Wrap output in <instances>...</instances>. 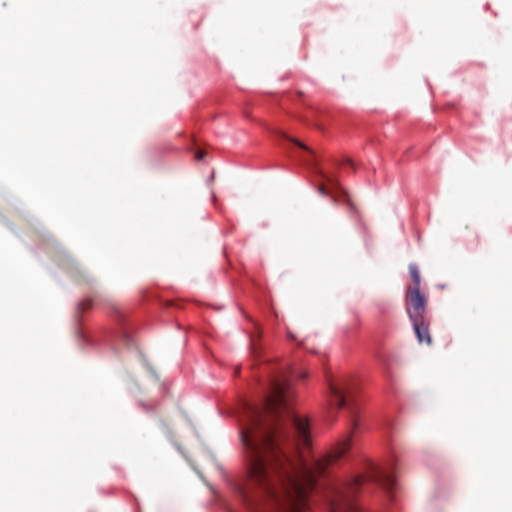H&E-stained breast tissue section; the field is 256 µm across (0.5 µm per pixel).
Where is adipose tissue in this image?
I'll list each match as a JSON object with an SVG mask.
<instances>
[{
  "label": "adipose tissue",
  "instance_id": "ef3b65f1",
  "mask_svg": "<svg viewBox=\"0 0 512 512\" xmlns=\"http://www.w3.org/2000/svg\"><path fill=\"white\" fill-rule=\"evenodd\" d=\"M305 0H242L220 32L226 50L255 64L285 53Z\"/></svg>",
  "mask_w": 512,
  "mask_h": 512
}]
</instances>
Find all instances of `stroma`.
Listing matches in <instances>:
<instances>
[{"label":"stroma","instance_id":"35a3bbf8","mask_svg":"<svg viewBox=\"0 0 512 512\" xmlns=\"http://www.w3.org/2000/svg\"><path fill=\"white\" fill-rule=\"evenodd\" d=\"M235 7L182 0L171 26L180 108L169 122L145 126L131 152L136 171L197 186L195 220L209 244L197 274L148 270L125 287L96 285L71 247L2 186L0 228L67 296L69 354L117 366L133 415L150 419L210 490L207 512L270 502L247 466L249 435L265 419L308 477L293 512H411L418 494L426 512H444L461 470L446 439L421 431L415 369L459 343L446 313L455 284L427 257L454 163L481 168L492 142L512 131V112L467 102L492 62L422 71L416 103L343 96L340 80L316 66L317 41L338 4L308 0L305 33L268 58L266 83L250 84L232 75L245 63L230 62L215 36ZM271 169L335 214L372 265L394 262L391 284L358 286L332 321L285 313L286 277L274 275L265 252L275 221L235 205L237 179ZM167 378L182 380L179 397L169 395ZM344 447L350 456L316 475ZM423 453L432 466L421 465ZM392 460L399 483L365 475ZM129 467L124 457L108 459L83 512H145L148 493L135 476L107 478Z\"/></svg>","mask_w":512,"mask_h":512}]
</instances>
